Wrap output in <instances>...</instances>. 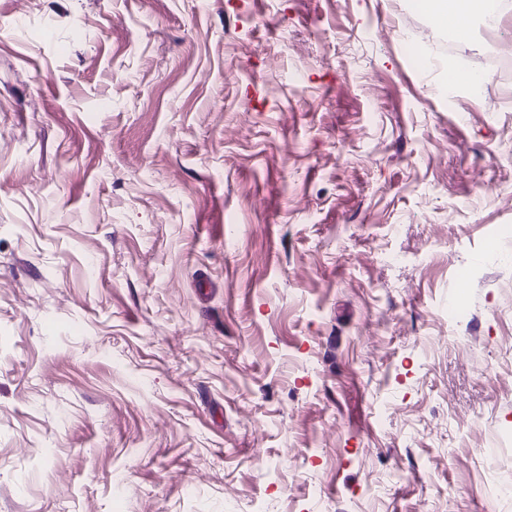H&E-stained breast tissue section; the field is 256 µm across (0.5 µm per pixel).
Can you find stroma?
Instances as JSON below:
<instances>
[{"label":"stroma","mask_w":512,"mask_h":512,"mask_svg":"<svg viewBox=\"0 0 512 512\" xmlns=\"http://www.w3.org/2000/svg\"><path fill=\"white\" fill-rule=\"evenodd\" d=\"M423 0H0V512H512V78Z\"/></svg>","instance_id":"35a3bbf8"}]
</instances>
